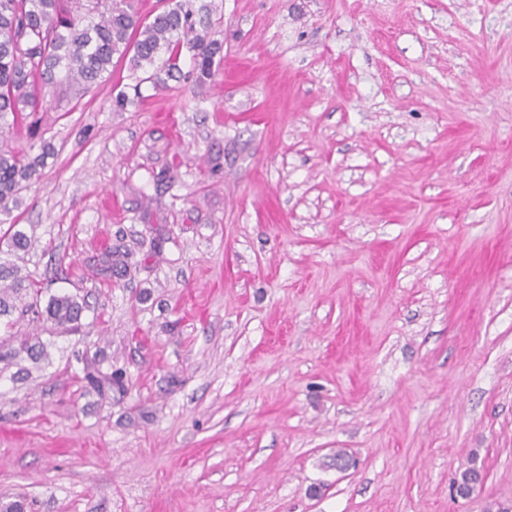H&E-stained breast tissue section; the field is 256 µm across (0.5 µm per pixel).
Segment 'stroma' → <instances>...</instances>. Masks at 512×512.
Wrapping results in <instances>:
<instances>
[{
  "label": "stroma",
  "instance_id": "stroma-1",
  "mask_svg": "<svg viewBox=\"0 0 512 512\" xmlns=\"http://www.w3.org/2000/svg\"><path fill=\"white\" fill-rule=\"evenodd\" d=\"M221 62L127 61L35 130L7 222L82 328L0 372L27 512H494L512 504V0H212ZM139 86L124 110L118 91ZM119 209L105 205V198ZM129 254L100 272L104 248ZM127 392L80 382L81 355ZM356 468L324 467L337 449ZM486 474L471 498L455 477ZM321 495H311L314 485Z\"/></svg>",
  "mask_w": 512,
  "mask_h": 512
}]
</instances>
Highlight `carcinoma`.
Segmentation results:
<instances>
[{
	"label": "carcinoma",
	"instance_id": "cac0c4a2",
	"mask_svg": "<svg viewBox=\"0 0 512 512\" xmlns=\"http://www.w3.org/2000/svg\"><path fill=\"white\" fill-rule=\"evenodd\" d=\"M206 12L207 5L198 0H168V7L151 18L139 15L133 0H0V127L25 121L35 125L32 117L47 111L39 87L60 83V67L66 70L68 85H81L86 92L111 73L115 57L163 83L180 72L186 47L198 78L210 77L221 43L208 29H197ZM48 154L45 150L32 158L24 151L0 148V212H10L8 201L18 202L21 192L40 180ZM31 247L18 225L0 228L5 253L16 255ZM85 309L84 301L70 294L41 302V289L21 276L15 263L1 260L0 364L6 369L24 357L34 362L47 357L38 337L15 331L21 319L77 332ZM81 381L101 398L125 392L120 369L104 374L88 364ZM478 479L477 466L465 468L457 478V492L470 490Z\"/></svg>",
	"mask_w": 512,
	"mask_h": 512
}]
</instances>
